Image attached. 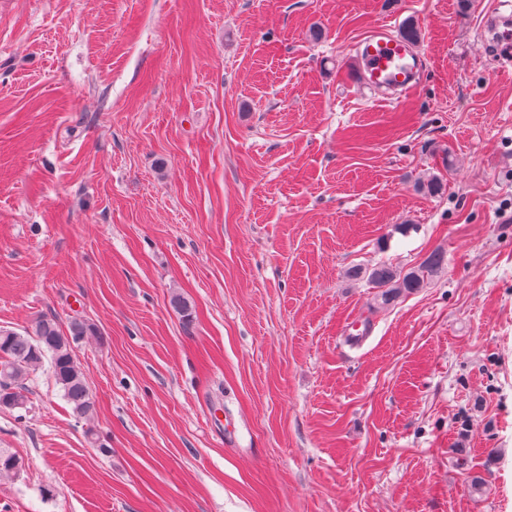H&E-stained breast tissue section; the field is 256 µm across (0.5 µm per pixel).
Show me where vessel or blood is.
<instances>
[{
    "label": "vessel or blood",
    "mask_w": 512,
    "mask_h": 512,
    "mask_svg": "<svg viewBox=\"0 0 512 512\" xmlns=\"http://www.w3.org/2000/svg\"><path fill=\"white\" fill-rule=\"evenodd\" d=\"M484 37L496 49L512 47V15L494 12L484 21ZM358 80L373 89L398 96L411 90L417 80L420 56L404 39L381 26L356 48Z\"/></svg>",
    "instance_id": "obj_1"
}]
</instances>
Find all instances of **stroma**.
Wrapping results in <instances>:
<instances>
[{
  "label": "stroma",
  "instance_id": "obj_1",
  "mask_svg": "<svg viewBox=\"0 0 512 512\" xmlns=\"http://www.w3.org/2000/svg\"><path fill=\"white\" fill-rule=\"evenodd\" d=\"M495 2L0 0V327L84 319L96 407L29 375L0 512H512ZM409 23L418 84L352 82ZM440 265L437 254L430 255L416 269L403 274L390 266L381 265L372 271L371 280L375 288H385L380 290L378 297L383 305H388L400 294L422 288L425 277L436 272Z\"/></svg>",
  "mask_w": 512,
  "mask_h": 512
}]
</instances>
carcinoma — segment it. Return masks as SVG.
<instances>
[{
    "instance_id": "obj_1",
    "label": "carcinoma",
    "mask_w": 512,
    "mask_h": 512,
    "mask_svg": "<svg viewBox=\"0 0 512 512\" xmlns=\"http://www.w3.org/2000/svg\"><path fill=\"white\" fill-rule=\"evenodd\" d=\"M440 265L436 254L405 273L381 265L372 271L371 280L380 289L381 303L388 305L400 294L423 287L425 277L436 272ZM88 331L90 325L80 318L72 319L65 332L57 320L49 316L38 318L22 333L0 328V402L9 399L7 408L10 410L27 408L29 397L25 380L47 364L73 415L79 420L90 419L95 413V404L73 351V345ZM21 468L19 457L0 448V475L18 474Z\"/></svg>"
}]
</instances>
